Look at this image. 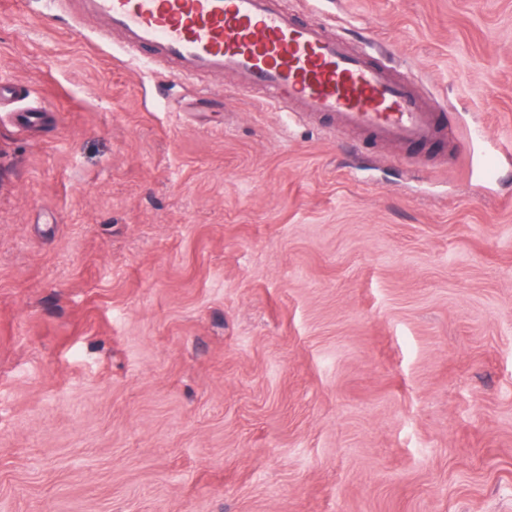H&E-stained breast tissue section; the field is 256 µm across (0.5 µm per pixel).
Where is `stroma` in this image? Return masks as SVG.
Returning a JSON list of instances; mask_svg holds the SVG:
<instances>
[{
    "label": "stroma",
    "instance_id": "1",
    "mask_svg": "<svg viewBox=\"0 0 512 512\" xmlns=\"http://www.w3.org/2000/svg\"><path fill=\"white\" fill-rule=\"evenodd\" d=\"M283 2L462 150L0 0V512H512V0Z\"/></svg>",
    "mask_w": 512,
    "mask_h": 512
}]
</instances>
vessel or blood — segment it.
I'll use <instances>...</instances> for the list:
<instances>
[{"label": "vessel or blood", "instance_id": "b4317fda", "mask_svg": "<svg viewBox=\"0 0 512 512\" xmlns=\"http://www.w3.org/2000/svg\"><path fill=\"white\" fill-rule=\"evenodd\" d=\"M76 20L120 32L175 75L233 74L243 94L262 92L288 116H325L333 128L380 144L446 143L443 109L407 73L373 61L370 41L353 46L300 20L277 0H69Z\"/></svg>", "mask_w": 512, "mask_h": 512}]
</instances>
